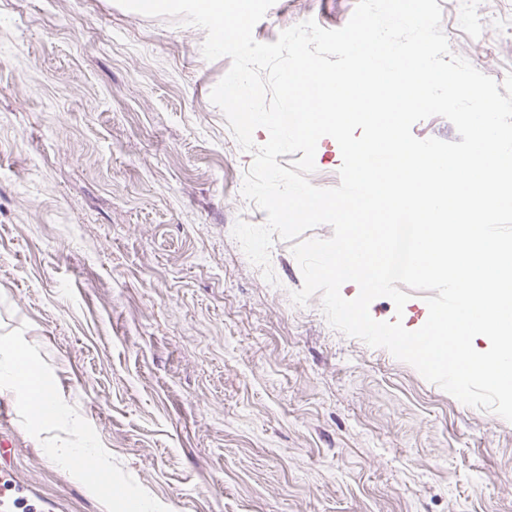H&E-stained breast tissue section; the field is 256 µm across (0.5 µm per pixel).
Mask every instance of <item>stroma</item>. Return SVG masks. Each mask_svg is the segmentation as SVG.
<instances>
[{"label": "stroma", "instance_id": "stroma-1", "mask_svg": "<svg viewBox=\"0 0 512 512\" xmlns=\"http://www.w3.org/2000/svg\"><path fill=\"white\" fill-rule=\"evenodd\" d=\"M454 54L512 72V0H437ZM357 0H276L261 43ZM205 31L116 0H0V343L66 418L0 372L16 469L71 512H512V422L332 328L291 242L276 277L232 231L254 154L210 100L231 60ZM373 319L421 328L424 294ZM108 459L111 492L54 460ZM19 357H23L25 360V365L27 366V370H28L27 375L21 376L16 373L17 363L20 361L21 362L23 361V360L19 359ZM12 368L14 371L13 379H14L15 387L17 388V390L19 392H21L22 394H24L26 396L27 400L30 403L29 407L34 415V418L39 421H42V422H49V421H53L54 419H56L58 416V413H59V408L53 400L51 401L52 406L49 411L44 412V411H37L35 409V405L33 402H35L36 400H38L44 396L49 397V395L43 388L36 386L35 381H34L36 374L34 372L33 367L26 360L25 356L22 355L21 353L16 352L13 357Z\"/></svg>", "mask_w": 512, "mask_h": 512}]
</instances>
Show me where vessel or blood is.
<instances>
[{"label":"vessel or blood","instance_id":"vessel-or-blood-1","mask_svg":"<svg viewBox=\"0 0 512 512\" xmlns=\"http://www.w3.org/2000/svg\"><path fill=\"white\" fill-rule=\"evenodd\" d=\"M15 448L0 439V512H62L59 500L45 499L38 490L22 484L16 475Z\"/></svg>","mask_w":512,"mask_h":512}]
</instances>
